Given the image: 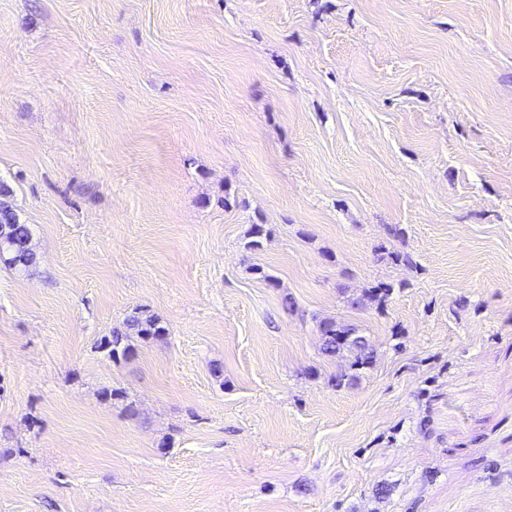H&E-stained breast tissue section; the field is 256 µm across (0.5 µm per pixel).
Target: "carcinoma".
Segmentation results:
<instances>
[{"instance_id":"cac0c4a2","label":"carcinoma","mask_w":512,"mask_h":512,"mask_svg":"<svg viewBox=\"0 0 512 512\" xmlns=\"http://www.w3.org/2000/svg\"><path fill=\"white\" fill-rule=\"evenodd\" d=\"M381 258L408 269L417 268L414 255L407 251L392 250ZM0 263L8 266L18 276L28 275L37 263L32 232L27 224L16 220V212L7 199L0 200ZM394 287L387 283H377L362 290V293L349 299L351 308L367 306L382 308L387 305ZM321 354L327 358H343L345 364L332 375L328 383L335 388L352 385L362 371L374 362L376 350L369 337L360 334L357 327L339 323L333 319L319 321ZM166 334V328L159 319L142 311H134L112 328L108 336L97 342L96 349L113 358H128L134 351V341L145 338H158Z\"/></svg>"}]
</instances>
